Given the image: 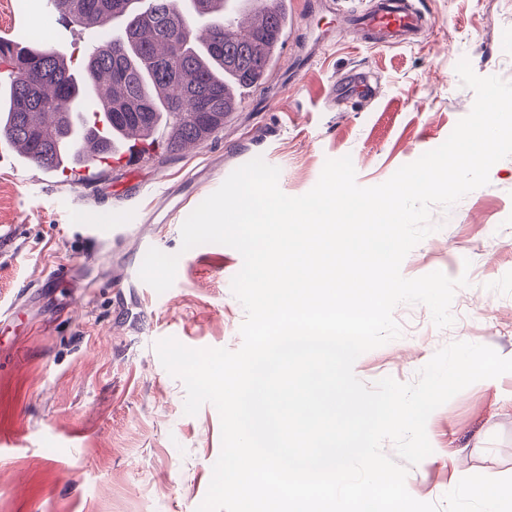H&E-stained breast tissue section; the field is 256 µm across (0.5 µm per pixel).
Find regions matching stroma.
Instances as JSON below:
<instances>
[{
    "label": "stroma",
    "instance_id": "35a3bbf8",
    "mask_svg": "<svg viewBox=\"0 0 512 512\" xmlns=\"http://www.w3.org/2000/svg\"><path fill=\"white\" fill-rule=\"evenodd\" d=\"M425 20L416 37L365 42L345 16L373 0H291L288 44L268 79L207 144L169 157L148 149L136 169L112 162L105 177L74 185L62 172L22 165L0 149V512H196L221 452L216 407L184 412L183 382L162 366L156 344L238 350L245 311L231 290L243 265L231 247L183 250L187 216L224 176L255 157L279 168V187L299 196L326 160L351 156L356 182H385L440 146L475 94L456 72L512 82V0H411ZM43 0H0V36L63 50L81 67L89 31ZM46 15L48 32H38ZM364 73L369 98L331 96L334 82ZM153 214L118 247L96 249L76 223L127 214L130 186ZM434 232L405 257L404 277L442 271L458 288L454 322L436 327L422 304H401L399 338L363 353L355 376L414 382L444 346L465 341L512 359V157L451 209L431 210ZM178 255L164 293L138 270L141 237ZM126 276L124 288L114 278ZM426 433L432 453L410 467L406 486L441 512H487L493 484H512V373L478 381L437 408Z\"/></svg>",
    "mask_w": 512,
    "mask_h": 512
}]
</instances>
